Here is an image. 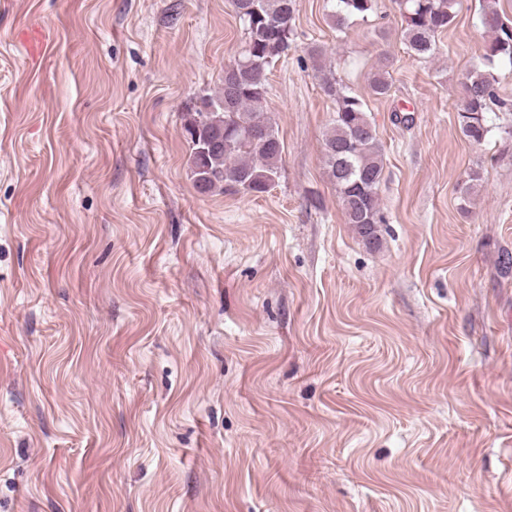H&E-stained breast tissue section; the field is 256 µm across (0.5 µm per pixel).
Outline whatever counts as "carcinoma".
<instances>
[{"mask_svg":"<svg viewBox=\"0 0 512 512\" xmlns=\"http://www.w3.org/2000/svg\"><path fill=\"white\" fill-rule=\"evenodd\" d=\"M459 4L460 0H400L407 47L419 57L434 55L436 35L454 21ZM231 5L243 26L244 50L233 69L224 71L220 94L202 98V107L187 113L183 134L194 186L200 193L257 196L267 192L281 174L282 145L266 112L267 70L293 48L297 0H231ZM330 7V18L342 32L351 19L372 13L375 0H331ZM480 21L492 35L483 60L491 63L506 56L512 62V25L490 7L484 9ZM307 54L321 89L336 102L332 127L324 139V157L346 223L361 239L371 237L378 245V225L385 223V217L378 196L383 157L376 130L362 99L344 90L333 71L322 64L323 49L313 46ZM370 89L378 97L389 93L387 71L380 69L372 75ZM462 91L460 131L480 143L490 131L486 113L495 106L512 110V104L497 96L480 69L465 76Z\"/></svg>","mask_w":512,"mask_h":512,"instance_id":"obj_1","label":"carcinoma"}]
</instances>
